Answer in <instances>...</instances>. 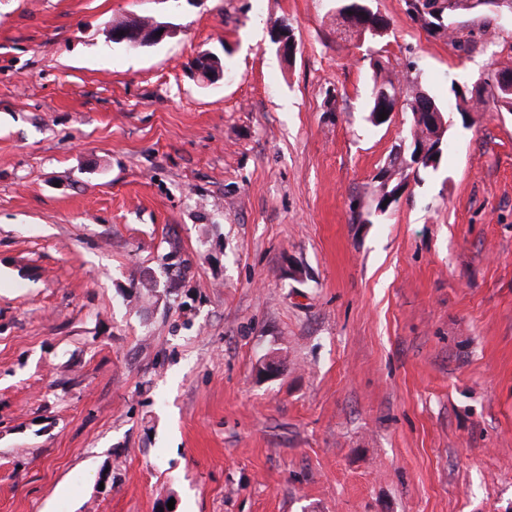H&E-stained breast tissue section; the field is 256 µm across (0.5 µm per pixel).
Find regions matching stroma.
I'll return each instance as SVG.
<instances>
[{
  "label": "stroma",
  "mask_w": 512,
  "mask_h": 512,
  "mask_svg": "<svg viewBox=\"0 0 512 512\" xmlns=\"http://www.w3.org/2000/svg\"><path fill=\"white\" fill-rule=\"evenodd\" d=\"M373 7L0 0V512H512V115L381 212L367 112L377 60L444 106L512 66V12ZM343 3H349V7H354L353 1L361 2V3H367L372 8L370 2L371 0H340ZM362 10L365 11V15L361 18H357L354 24L351 26H348L353 32L357 33L358 35L362 36L364 35L365 39H380L383 36H381V33H378V30L380 28H383L387 31V24L385 21L377 14V11L373 10H367L364 7H362ZM422 1L429 2V1H437V0H411V1H406V2L408 4V6L411 7L414 11H416L418 14L423 15L425 18L430 20V24L438 27V29H436V30L424 28L431 35L438 36V37L447 36L448 35L447 34L448 33V14L455 12L457 9V6H456L454 0H448V3H445L446 5H448V13H445V15L443 16V19H444L443 26L435 19V17L430 12H427L425 10H420L419 5H421L423 8L427 7V4L421 3ZM163 30L162 34L159 31ZM176 34L174 26L167 22L152 20V27L149 29V35L141 29L139 18H128L126 24L120 28H113L109 31V42H117L132 48H146L157 45L167 38Z\"/></svg>",
  "instance_id": "obj_1"
}]
</instances>
